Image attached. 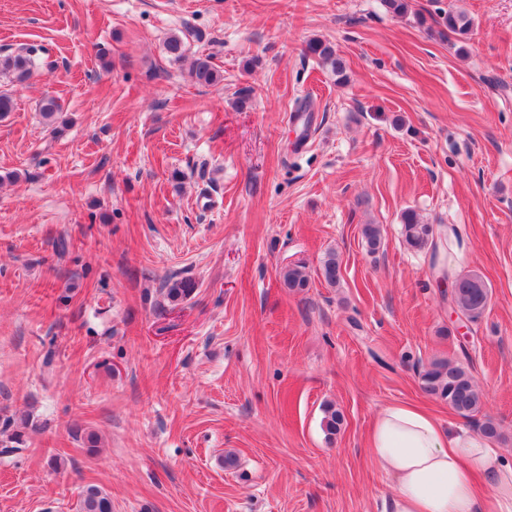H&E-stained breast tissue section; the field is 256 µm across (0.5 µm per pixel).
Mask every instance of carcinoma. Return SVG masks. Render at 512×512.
<instances>
[{
    "label": "carcinoma",
    "instance_id": "1",
    "mask_svg": "<svg viewBox=\"0 0 512 512\" xmlns=\"http://www.w3.org/2000/svg\"><path fill=\"white\" fill-rule=\"evenodd\" d=\"M443 37H453L464 43L470 39L473 29L472 20L463 11L448 10L441 17ZM167 54L174 60H181L186 54V44L182 37L174 35L165 45ZM307 52L324 63H328L339 79H344V65L338 57L334 46L328 42L314 39L308 42ZM38 49L34 46L18 52L0 55V72H7L23 82L27 80L36 64ZM191 76L195 83L210 86L221 80V73L213 65L210 57H200L193 62ZM402 235L405 243L416 250L429 248L432 259H437L440 248L447 245L450 238H459L456 228L440 229L432 224H423L417 215L407 210L404 212ZM361 236L370 252H377L382 244V229L378 224H364ZM341 262L334 251L328 252L321 261V276L331 287L340 284ZM280 279L284 287L290 291H302L308 287V278L300 266H286L280 271ZM450 302L462 317L474 322L486 311L490 302V291L485 281L477 273L459 274L453 278ZM196 284L190 279L170 281L164 288L166 298L172 302L184 301L191 297ZM422 390L445 403L459 416L466 419H477L483 407V394L474 382L468 368L449 361H433L425 366L420 373ZM29 425L30 417L17 419L6 416L0 419V432L7 438L0 441V453L11 454L20 450L25 443L19 431L9 432L16 423ZM479 431L489 439L501 436L498 424L490 417L477 419ZM77 512H112L111 498L97 485H85L79 494Z\"/></svg>",
    "mask_w": 512,
    "mask_h": 512
}]
</instances>
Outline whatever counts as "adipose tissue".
I'll return each mask as SVG.
<instances>
[{
	"instance_id": "1",
	"label": "adipose tissue",
	"mask_w": 512,
	"mask_h": 512,
	"mask_svg": "<svg viewBox=\"0 0 512 512\" xmlns=\"http://www.w3.org/2000/svg\"><path fill=\"white\" fill-rule=\"evenodd\" d=\"M368 452L391 482L381 512H512V463L483 435L404 403L374 417Z\"/></svg>"
}]
</instances>
